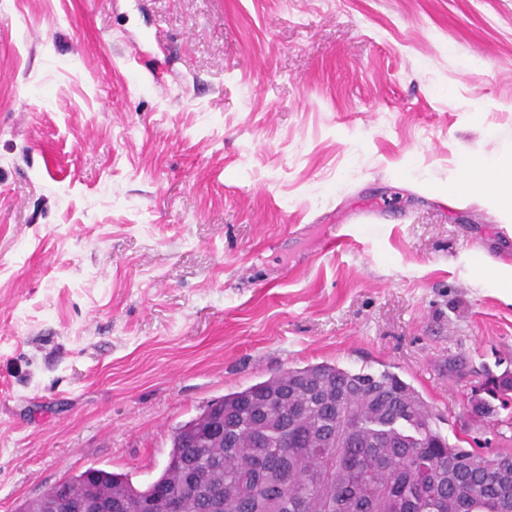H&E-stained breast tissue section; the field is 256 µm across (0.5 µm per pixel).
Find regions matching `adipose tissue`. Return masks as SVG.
Here are the masks:
<instances>
[{
	"label": "adipose tissue",
	"mask_w": 512,
	"mask_h": 512,
	"mask_svg": "<svg viewBox=\"0 0 512 512\" xmlns=\"http://www.w3.org/2000/svg\"><path fill=\"white\" fill-rule=\"evenodd\" d=\"M443 193L451 200L461 196L487 198L500 215L511 219L512 150L491 159L464 158Z\"/></svg>",
	"instance_id": "ef3b65f1"
}]
</instances>
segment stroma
I'll return each instance as SVG.
<instances>
[{
    "instance_id": "obj_1",
    "label": "stroma",
    "mask_w": 512,
    "mask_h": 512,
    "mask_svg": "<svg viewBox=\"0 0 512 512\" xmlns=\"http://www.w3.org/2000/svg\"><path fill=\"white\" fill-rule=\"evenodd\" d=\"M512 0H0V512L318 363L512 448ZM350 241L322 250L334 225ZM448 200L461 196L486 197L503 217L512 218V148L487 159H462L457 174L441 191ZM478 392H483L484 396H478L472 399V410L476 414H480L486 418H493L497 408L493 405L492 401H499L500 406L505 408L508 406V401L512 400V389H506L498 383V378L494 375L487 374L486 379L483 381ZM510 397V398H509Z\"/></svg>"
}]
</instances>
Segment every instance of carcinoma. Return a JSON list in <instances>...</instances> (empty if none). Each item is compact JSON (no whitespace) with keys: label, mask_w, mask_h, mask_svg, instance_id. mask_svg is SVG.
<instances>
[{"label":"carcinoma","mask_w":512,"mask_h":512,"mask_svg":"<svg viewBox=\"0 0 512 512\" xmlns=\"http://www.w3.org/2000/svg\"><path fill=\"white\" fill-rule=\"evenodd\" d=\"M473 412L492 418L512 389L487 375ZM224 434H206L210 410L177 428L168 463L146 486L128 473L90 467L61 483L73 496L112 491L130 504L171 499L206 512L207 493L224 512H512V450L451 444L429 404L395 373L353 372L321 363L276 373L224 395ZM400 417L421 429L413 448L371 423ZM196 475L192 485L185 470Z\"/></svg>","instance_id":"obj_1"}]
</instances>
